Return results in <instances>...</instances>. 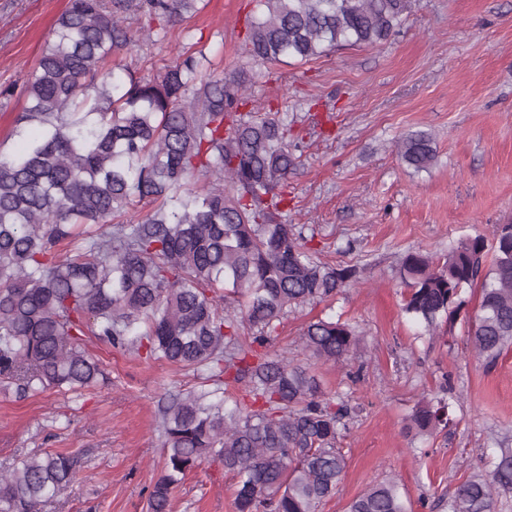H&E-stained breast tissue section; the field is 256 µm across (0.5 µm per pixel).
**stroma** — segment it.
Here are the masks:
<instances>
[{
  "label": "stroma",
  "mask_w": 512,
  "mask_h": 512,
  "mask_svg": "<svg viewBox=\"0 0 512 512\" xmlns=\"http://www.w3.org/2000/svg\"><path fill=\"white\" fill-rule=\"evenodd\" d=\"M66 6L0 0L2 153L17 147L10 132L25 106L22 90ZM254 6L205 0L157 41L129 18L131 47L112 61L155 75L196 42L225 73L244 77L251 111L293 119L299 148L284 217L314 229L322 260L357 266L362 277L335 301L285 317L268 346L303 360L306 324L334 315L362 337L354 360L314 367L325 391L348 396L357 409L341 441L345 475L319 512H348L387 478L410 512H424L422 501L452 493L477 453L512 448V348L488 368L467 350L462 321L445 335L424 332L402 311L398 274L408 252L438 257L461 236L488 237L512 221V0H414L387 40L262 74L243 52ZM311 113L324 117L322 128L309 125ZM415 131L431 135L437 154L419 172L396 151L398 139ZM86 348L101 373L79 392L23 395L0 382V475L35 452L68 453L79 472L39 512H148L164 462L158 406L200 381L96 338ZM445 379L458 396L452 424L430 435L407 429L411 409ZM232 483L221 462L203 460L173 491L171 512H235Z\"/></svg>",
  "instance_id": "stroma-1"
}]
</instances>
